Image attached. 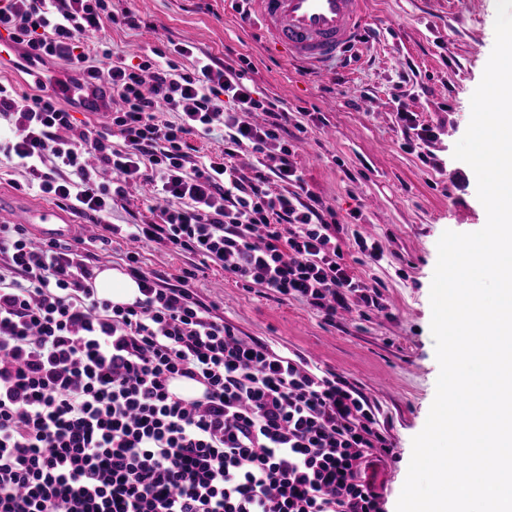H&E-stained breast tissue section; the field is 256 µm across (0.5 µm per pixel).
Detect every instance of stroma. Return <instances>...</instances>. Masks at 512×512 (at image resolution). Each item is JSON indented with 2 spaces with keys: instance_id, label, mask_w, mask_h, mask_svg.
<instances>
[{
  "instance_id": "1",
  "label": "stroma",
  "mask_w": 512,
  "mask_h": 512,
  "mask_svg": "<svg viewBox=\"0 0 512 512\" xmlns=\"http://www.w3.org/2000/svg\"><path fill=\"white\" fill-rule=\"evenodd\" d=\"M146 22L101 33L113 53L136 56L171 41L244 70L248 85L296 114L309 153L295 160L309 188L335 207L341 224L377 241L380 264L358 267L380 289L393 316L325 322L302 303L245 286L222 269L196 278L240 336L305 356L346 378L375 406L392 456L366 471L382 512H396L412 454L427 420L439 366L430 330V287L444 231L471 233L486 223L472 168L453 156L471 115V96L492 52L496 0H368L365 39L330 75L291 65L270 48L240 0H112ZM438 127L429 150L437 167L401 148L396 111ZM359 221H351L352 211ZM392 384H384V375Z\"/></svg>"
}]
</instances>
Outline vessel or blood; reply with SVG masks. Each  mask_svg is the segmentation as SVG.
I'll list each match as a JSON object with an SVG mask.
<instances>
[{
  "mask_svg": "<svg viewBox=\"0 0 512 512\" xmlns=\"http://www.w3.org/2000/svg\"><path fill=\"white\" fill-rule=\"evenodd\" d=\"M249 13L264 34L289 59L327 73L358 41L367 21V0H247ZM21 214L24 223L38 227L51 240L76 233L53 205H16L0 193V220Z\"/></svg>",
  "mask_w": 512,
  "mask_h": 512,
  "instance_id": "b4317fda",
  "label": "vessel or blood"
}]
</instances>
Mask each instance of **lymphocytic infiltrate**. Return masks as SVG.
Here are the masks:
<instances>
[{
  "instance_id": "lymphocytic-infiltrate-1",
  "label": "lymphocytic infiltrate",
  "mask_w": 512,
  "mask_h": 512,
  "mask_svg": "<svg viewBox=\"0 0 512 512\" xmlns=\"http://www.w3.org/2000/svg\"><path fill=\"white\" fill-rule=\"evenodd\" d=\"M109 24L141 20L112 0H0V32L26 64L65 62L75 84L122 102L111 117L124 139L116 149L46 88L0 82V157L25 171L29 189L93 213L101 245L118 237L193 255L328 323L387 316L356 271L383 249L358 232L344 239L335 210L309 189L283 137L288 111L188 43L113 56L99 37ZM246 112L263 122H245ZM396 122L403 148L433 163L434 127L412 112ZM216 132L220 154L198 155L193 139ZM244 152L255 159L247 171L236 163ZM104 168L112 182L101 181ZM142 179L166 202L157 220L113 223V204ZM125 264L141 296L120 305L98 296L85 238L37 242L23 225H0V512H380L364 471L391 448L361 391L238 336L200 298L195 270L172 283L144 271L138 253ZM176 378L205 387V398L183 401L170 390Z\"/></svg>"
}]
</instances>
